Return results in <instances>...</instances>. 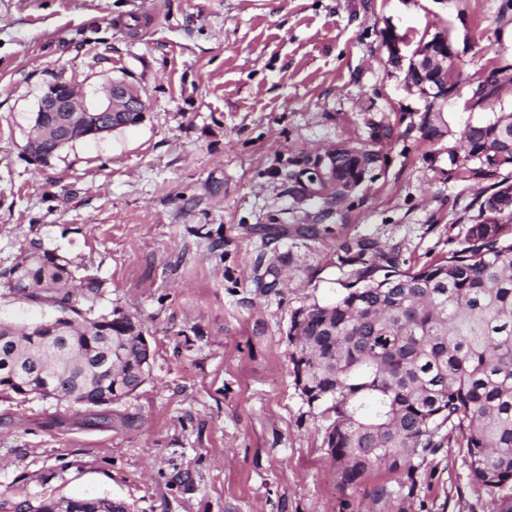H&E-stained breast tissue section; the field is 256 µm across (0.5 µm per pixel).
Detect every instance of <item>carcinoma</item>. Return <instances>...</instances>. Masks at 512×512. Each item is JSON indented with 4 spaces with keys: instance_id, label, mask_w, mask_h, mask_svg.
Here are the masks:
<instances>
[{
    "instance_id": "cac0c4a2",
    "label": "carcinoma",
    "mask_w": 512,
    "mask_h": 512,
    "mask_svg": "<svg viewBox=\"0 0 512 512\" xmlns=\"http://www.w3.org/2000/svg\"><path fill=\"white\" fill-rule=\"evenodd\" d=\"M499 68L473 81L482 105L498 89ZM61 114L34 117L27 149L38 158L57 147ZM120 129L138 122L106 113ZM463 155L448 149L462 181L512 167V115L466 125ZM288 178L295 195L318 161L304 157ZM484 219L469 225L461 250L418 269L400 268L398 251L369 239L340 246L343 264H359L356 282L335 301L291 312L288 342L296 388L330 420L326 439L336 472L350 485L375 467L415 470L414 461L451 444L466 450L472 480L499 491L495 512H512V183L501 181L479 204ZM9 290L55 308L40 323L0 322V394L20 395L25 380L74 398L78 407L116 404L144 383L142 331L130 316L81 310L104 281L33 241L0 273ZM55 501L25 500L16 512H53Z\"/></svg>"
}]
</instances>
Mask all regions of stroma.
<instances>
[{
  "instance_id": "35a3bbf8",
  "label": "stroma",
  "mask_w": 512,
  "mask_h": 512,
  "mask_svg": "<svg viewBox=\"0 0 512 512\" xmlns=\"http://www.w3.org/2000/svg\"><path fill=\"white\" fill-rule=\"evenodd\" d=\"M389 24L414 43L449 33L459 88L438 142L388 63ZM488 63L500 85L476 106L469 78ZM59 78L89 91L127 80L145 119L36 163L25 145ZM509 113L512 0H0V269L40 241L103 278L95 310L139 319L153 352L111 425L0 397V512L103 497L133 512H494L497 493L456 447L421 460L409 493L382 468L341 485L328 421L295 387L288 326L350 281L344 239L398 248L413 267L461 249L481 193L512 169L463 182L448 148L466 123ZM340 142L377 151V168L331 208L292 196L295 161ZM304 224L318 235H296ZM264 225L289 233L265 238ZM262 261L278 270L266 293ZM53 315L0 282V319Z\"/></svg>"
}]
</instances>
